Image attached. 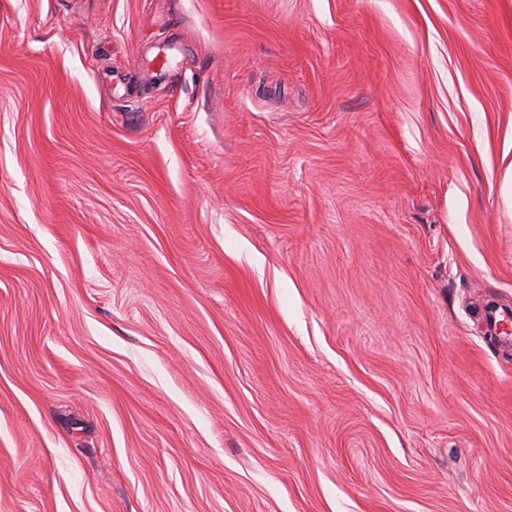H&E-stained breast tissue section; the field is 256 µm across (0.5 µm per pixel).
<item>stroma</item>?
<instances>
[{
  "instance_id": "stroma-1",
  "label": "stroma",
  "mask_w": 512,
  "mask_h": 512,
  "mask_svg": "<svg viewBox=\"0 0 512 512\" xmlns=\"http://www.w3.org/2000/svg\"><path fill=\"white\" fill-rule=\"evenodd\" d=\"M511 165L512 0H0V512H512Z\"/></svg>"
}]
</instances>
